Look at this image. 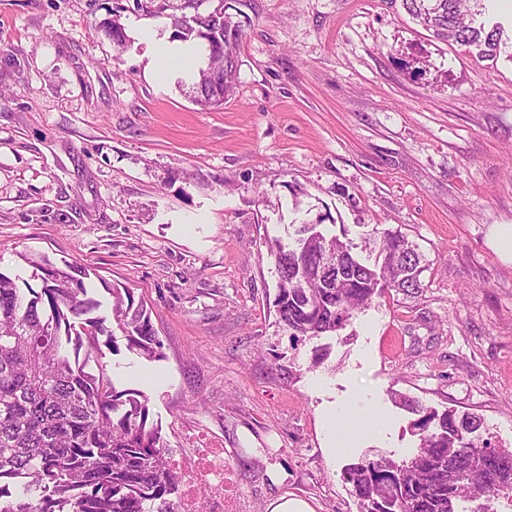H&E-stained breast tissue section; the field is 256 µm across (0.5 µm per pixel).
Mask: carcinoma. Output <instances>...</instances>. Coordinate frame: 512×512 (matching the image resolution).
I'll return each mask as SVG.
<instances>
[{"label":"carcinoma","instance_id":"cac0c4a2","mask_svg":"<svg viewBox=\"0 0 512 512\" xmlns=\"http://www.w3.org/2000/svg\"><path fill=\"white\" fill-rule=\"evenodd\" d=\"M466 0H402L406 11L443 41L493 60L512 49L499 26L464 21ZM187 15L171 14L177 36L199 38L209 48L199 71L196 103L224 104L233 93L242 25L227 0L206 13L183 0ZM278 275L275 306L295 340L345 327L355 313L386 290L409 298L423 288L422 256L397 231L382 232L374 263L353 255V245L303 224L295 243L270 249ZM341 256L334 264L330 259ZM25 260L42 272V286H20L0 272V478L24 476L27 491L11 497L0 488V512H174L179 476L159 427L148 424V397L118 391L103 375L85 371L81 348L115 352L118 340L146 360L161 344L146 307L128 289H112V318L121 336L93 315L84 276L46 258ZM419 414L420 447L400 464L387 458L351 465L343 474L360 512H457L462 498L490 501L512 493V450L469 439L477 419L438 412L401 399Z\"/></svg>","mask_w":512,"mask_h":512}]
</instances>
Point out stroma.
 I'll return each instance as SVG.
<instances>
[{
    "instance_id": "obj_1",
    "label": "stroma",
    "mask_w": 512,
    "mask_h": 512,
    "mask_svg": "<svg viewBox=\"0 0 512 512\" xmlns=\"http://www.w3.org/2000/svg\"><path fill=\"white\" fill-rule=\"evenodd\" d=\"M180 0H0V273L33 288L34 254L144 302L161 341L86 357L147 395L171 452L222 446L246 512L294 498L358 512L351 464L420 444L392 392L476 415L474 443L512 449V58L475 63L400 0H237L235 92L194 101L209 51L176 37ZM119 16L117 52L103 21ZM189 47L156 78L160 46ZM406 235L428 268L333 336L294 341L266 243L304 224ZM370 401L377 422L330 450L324 420Z\"/></svg>"
}]
</instances>
